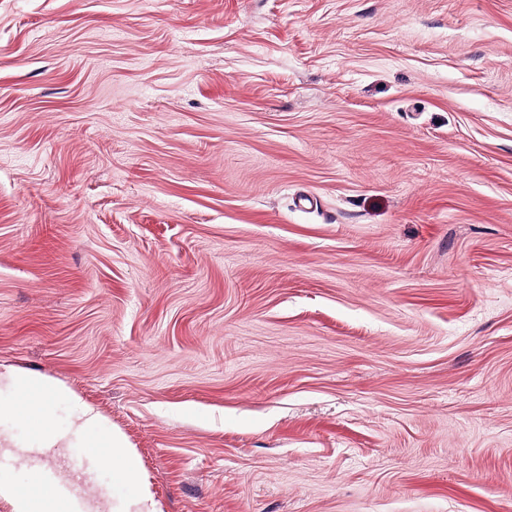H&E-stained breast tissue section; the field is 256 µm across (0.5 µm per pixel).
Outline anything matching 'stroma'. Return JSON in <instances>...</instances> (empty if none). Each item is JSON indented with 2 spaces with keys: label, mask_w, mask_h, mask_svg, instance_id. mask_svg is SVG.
<instances>
[{
  "label": "stroma",
  "mask_w": 512,
  "mask_h": 512,
  "mask_svg": "<svg viewBox=\"0 0 512 512\" xmlns=\"http://www.w3.org/2000/svg\"><path fill=\"white\" fill-rule=\"evenodd\" d=\"M0 365L161 512H512V0H0ZM2 392L7 396L3 397ZM61 403L67 406L68 425L52 429L50 422ZM15 427L27 430L26 446L15 442ZM73 445L84 448L91 459L112 463L117 479L130 489L125 512H160L142 478L137 455L119 433L104 425L95 407L38 372L13 367L0 370V451L9 454L10 448H21L55 456Z\"/></svg>",
  "instance_id": "35a3bbf8"
}]
</instances>
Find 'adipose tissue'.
<instances>
[{
  "label": "adipose tissue",
  "mask_w": 512,
  "mask_h": 512,
  "mask_svg": "<svg viewBox=\"0 0 512 512\" xmlns=\"http://www.w3.org/2000/svg\"><path fill=\"white\" fill-rule=\"evenodd\" d=\"M66 404L69 422L54 429L50 423L59 404ZM27 430L26 451L55 456L68 447L84 448L89 458L107 461L130 494L126 512H159L140 461L124 438L104 424L100 412L62 385L35 371L8 367L0 370V451L16 442L14 428ZM0 498L13 512H83L77 497L66 496L49 485L39 466H32L25 484L0 477Z\"/></svg>",
  "instance_id": "obj_1"
}]
</instances>
